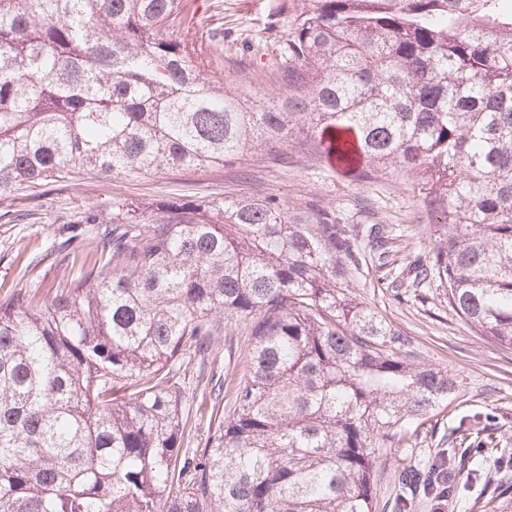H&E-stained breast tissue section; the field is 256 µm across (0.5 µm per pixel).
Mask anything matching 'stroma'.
I'll return each mask as SVG.
<instances>
[{
    "label": "stroma",
    "mask_w": 512,
    "mask_h": 512,
    "mask_svg": "<svg viewBox=\"0 0 512 512\" xmlns=\"http://www.w3.org/2000/svg\"><path fill=\"white\" fill-rule=\"evenodd\" d=\"M304 0H197V47L209 59L210 75L246 87L258 97L283 96L288 86L272 78L289 28ZM223 41L213 57L211 36ZM275 195L289 205L334 210L341 223L365 228L384 224L393 242L385 258L368 259L351 283L356 302L379 312L406 340L416 362L448 369L459 385L456 397L424 420L399 447L384 453L375 475L374 512H501L491 501L494 486L512 483L485 441L512 448V349L473 334L448 305L434 280L420 281L414 268L431 246L433 215L415 180L390 172L362 183L321 159L305 142H292L280 161L251 152L203 170L162 171L139 177L80 174L67 183L29 190L14 201L0 200V298L10 289L42 281L50 285L58 260L54 245L66 238L92 248L83 214L109 217L115 200L159 203L172 199ZM43 255L27 278L24 259ZM467 449L470 478L460 480L444 507L434 497L409 494L400 476L424 471L443 450Z\"/></svg>",
    "instance_id": "35a3bbf8"
}]
</instances>
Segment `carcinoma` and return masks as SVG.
Listing matches in <instances>:
<instances>
[{"label": "carcinoma", "mask_w": 512, "mask_h": 512, "mask_svg": "<svg viewBox=\"0 0 512 512\" xmlns=\"http://www.w3.org/2000/svg\"><path fill=\"white\" fill-rule=\"evenodd\" d=\"M196 0H0V200L201 169L301 136L436 216L418 275L512 348V0H309L258 105L206 73ZM178 23L180 35L170 32ZM55 285L0 299V512H372L381 451L458 393L349 294L389 230L275 196L112 204ZM248 337L204 447L177 376ZM197 407L224 397V373Z\"/></svg>", "instance_id": "1"}]
</instances>
